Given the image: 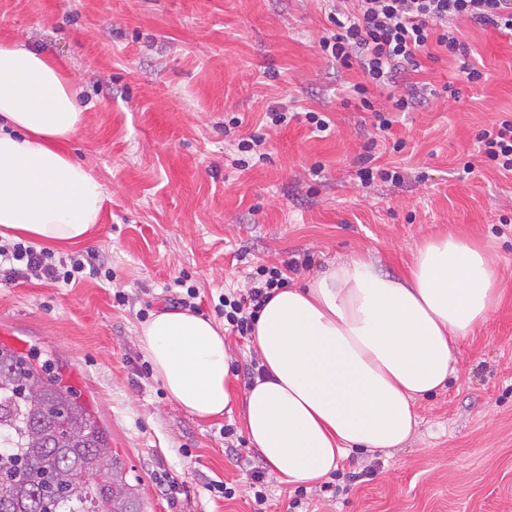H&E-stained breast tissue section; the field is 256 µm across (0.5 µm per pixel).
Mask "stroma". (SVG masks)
<instances>
[{
	"mask_svg": "<svg viewBox=\"0 0 512 512\" xmlns=\"http://www.w3.org/2000/svg\"><path fill=\"white\" fill-rule=\"evenodd\" d=\"M329 12L328 0H0V41L41 48L73 77L88 109L66 148L109 194L78 248L95 254L98 274L58 287L0 271V329L20 351L63 361L140 477L145 512H254L260 460L243 424L250 339L226 334L231 410L200 419L170 399L141 352L152 313L192 286L220 325V295L250 287L258 267L297 263L287 275L297 284L368 251L399 274L416 244L448 233L486 246L503 292L459 347L456 378L415 401L405 447L342 461L334 491L268 477L267 512L296 498V512H512V176L477 157L481 132L512 116V36L462 23L487 81L467 83L444 54L424 61L419 80L453 84L459 97L395 113L396 151L371 142L373 119L350 95L359 69L321 52L336 31ZM273 108L290 122L267 127ZM310 110L329 119L327 132L313 130ZM253 135L263 139L258 160L238 149ZM368 152L403 182L361 184ZM221 482L233 499L213 492Z\"/></svg>",
	"mask_w": 512,
	"mask_h": 512,
	"instance_id": "stroma-1",
	"label": "stroma"
}]
</instances>
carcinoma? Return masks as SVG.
<instances>
[{
  "label": "carcinoma",
  "mask_w": 512,
  "mask_h": 512,
  "mask_svg": "<svg viewBox=\"0 0 512 512\" xmlns=\"http://www.w3.org/2000/svg\"><path fill=\"white\" fill-rule=\"evenodd\" d=\"M134 481L62 369L0 344V512H143Z\"/></svg>",
  "instance_id": "obj_1"
}]
</instances>
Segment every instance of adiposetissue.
Instances as JSON below:
<instances>
[{
	"label": "adipose tissue",
	"instance_id": "ef3b65f1",
	"mask_svg": "<svg viewBox=\"0 0 512 512\" xmlns=\"http://www.w3.org/2000/svg\"><path fill=\"white\" fill-rule=\"evenodd\" d=\"M85 111L47 53L0 41V238L63 250L97 226L105 186L63 149ZM501 299L486 247L450 234L419 243L400 276L361 253L275 290L254 324L262 374L243 400L250 443L298 485L329 478L350 453L401 447L415 400L445 387L460 344ZM139 343L190 414L228 410L232 355L211 319L163 309L142 323Z\"/></svg>",
	"mask_w": 512,
	"mask_h": 512
}]
</instances>
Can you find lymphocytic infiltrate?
<instances>
[{
    "mask_svg": "<svg viewBox=\"0 0 512 512\" xmlns=\"http://www.w3.org/2000/svg\"><path fill=\"white\" fill-rule=\"evenodd\" d=\"M337 31L321 39L322 52L342 67L358 66L362 82L353 84L363 109L372 112L374 126L389 134L392 122L385 110L408 112L429 98L447 93L456 96L451 85L436 88L428 82L412 81L419 72L421 56L438 48L456 57L467 81L475 83L482 72L468 60V48L461 41L460 24L470 21L490 25L512 34V0H336L333 6ZM407 80L405 94L391 97L389 105L373 101L371 92ZM479 151L502 172L512 173V119L484 131ZM85 262L73 255L63 260L47 249L25 242L0 243V271L14 276L68 285L83 272ZM258 282L236 298L221 297L224 318L231 332L251 335L254 319L268 302L272 290L284 287L287 279L276 267L257 270Z\"/></svg>",
    "mask_w": 512,
    "mask_h": 512,
    "instance_id": "obj_1",
    "label": "lymphocytic infiltrate"
}]
</instances>
